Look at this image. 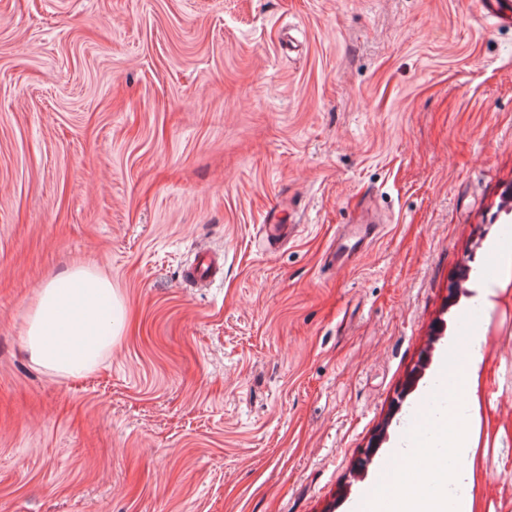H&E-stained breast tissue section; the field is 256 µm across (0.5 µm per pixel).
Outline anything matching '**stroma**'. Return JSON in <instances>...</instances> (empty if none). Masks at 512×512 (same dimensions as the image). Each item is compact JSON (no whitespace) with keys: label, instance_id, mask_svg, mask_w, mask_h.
<instances>
[{"label":"stroma","instance_id":"stroma-1","mask_svg":"<svg viewBox=\"0 0 512 512\" xmlns=\"http://www.w3.org/2000/svg\"><path fill=\"white\" fill-rule=\"evenodd\" d=\"M509 252L512 22L478 0H0V512H356ZM74 266L125 308L78 379L24 345ZM220 268L207 253L201 254L183 272V277L188 283H205L215 280Z\"/></svg>","mask_w":512,"mask_h":512}]
</instances>
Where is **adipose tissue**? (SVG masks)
Listing matches in <instances>:
<instances>
[{"instance_id":"1","label":"adipose tissue","mask_w":512,"mask_h":512,"mask_svg":"<svg viewBox=\"0 0 512 512\" xmlns=\"http://www.w3.org/2000/svg\"><path fill=\"white\" fill-rule=\"evenodd\" d=\"M121 327L122 308L111 282L91 269L77 267L51 279L36 293L25 344L38 364L77 379L111 348ZM428 445L436 450L433 484L407 496L393 494L398 512H464V502L452 497L450 490L468 475L463 465L469 453L467 433L439 418Z\"/></svg>"}]
</instances>
